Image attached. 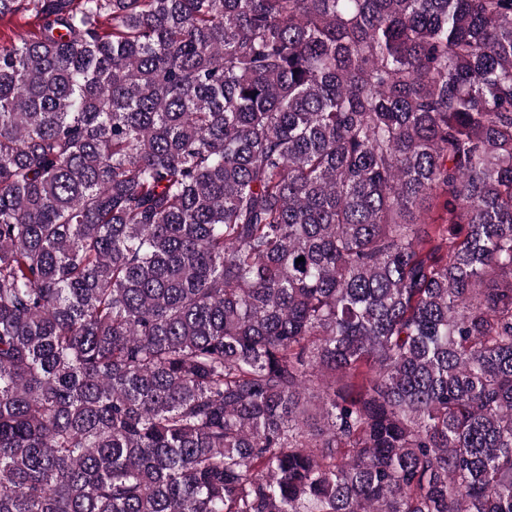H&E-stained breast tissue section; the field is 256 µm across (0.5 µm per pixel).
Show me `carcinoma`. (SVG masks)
Returning <instances> with one entry per match:
<instances>
[{
  "instance_id": "obj_1",
  "label": "carcinoma",
  "mask_w": 512,
  "mask_h": 512,
  "mask_svg": "<svg viewBox=\"0 0 512 512\" xmlns=\"http://www.w3.org/2000/svg\"><path fill=\"white\" fill-rule=\"evenodd\" d=\"M26 12L0 512H512V0Z\"/></svg>"
}]
</instances>
